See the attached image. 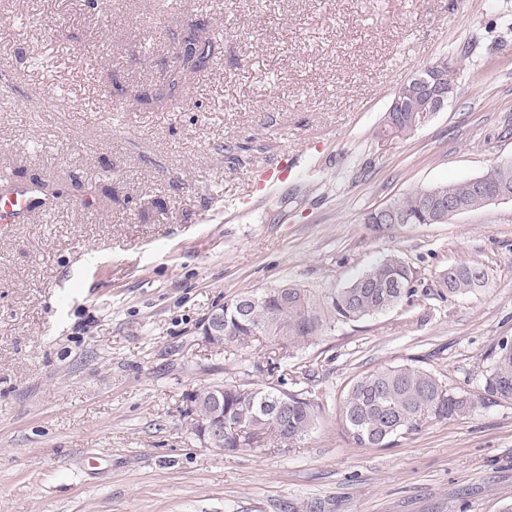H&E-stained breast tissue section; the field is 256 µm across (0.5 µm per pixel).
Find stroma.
<instances>
[{"mask_svg":"<svg viewBox=\"0 0 512 512\" xmlns=\"http://www.w3.org/2000/svg\"><path fill=\"white\" fill-rule=\"evenodd\" d=\"M208 22L214 54L166 108L176 37ZM448 60L457 87L412 135L377 131L399 87ZM0 176L95 187L0 224V512H504L512 399H484L512 341V202L370 232L367 211L512 160V0H0ZM125 95H103L112 79ZM294 179L239 205L256 167ZM400 254L416 294L270 368L259 344L212 351L217 305L291 283L342 288ZM484 288L438 296L442 270ZM413 363L477 396L386 448L343 431L366 372ZM286 383L322 403L295 447H203L189 396ZM487 280V272L478 263L460 262L441 273L437 283L448 294L461 296L484 286Z\"/></svg>","mask_w":512,"mask_h":512,"instance_id":"35a3bbf8","label":"stroma"}]
</instances>
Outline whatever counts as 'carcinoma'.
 Returning a JSON list of instances; mask_svg holds the SVG:
<instances>
[{"mask_svg":"<svg viewBox=\"0 0 512 512\" xmlns=\"http://www.w3.org/2000/svg\"><path fill=\"white\" fill-rule=\"evenodd\" d=\"M206 23L198 21L178 41L177 65L168 70L166 85L144 87L135 97L138 105L163 106L189 79L206 67L213 45L204 36ZM512 186V161L487 171L482 190L463 181L438 186L440 194L456 199L472 209L482 207L481 197L495 193L502 183ZM30 186L44 203L58 200L63 190L37 176ZM428 190L397 197L392 205L413 216V223H430L423 201ZM487 272L474 262H460L439 275L438 286L452 296L466 295L482 287ZM414 271L399 254H391L373 264L346 287L315 292L288 283L282 293L264 290L250 293L253 302L244 314L239 298L224 303V336L235 347H246L260 337L277 346V360L338 323L357 322L365 317L396 307L416 294ZM485 394L512 399V342L498 344L492 366L484 377ZM208 388L190 396V412L196 418L208 413ZM476 401L466 392L446 387L435 373L414 364H402L367 372L348 387L342 403L341 424L359 448H382L403 432L419 427L427 418L457 419L471 415ZM321 405L303 392L280 388H257L253 384L224 385V448L233 451L252 445L257 439L274 448L294 444L314 427Z\"/></svg>","mask_w":512,"mask_h":512,"instance_id":"carcinoma-1","label":"carcinoma"}]
</instances>
